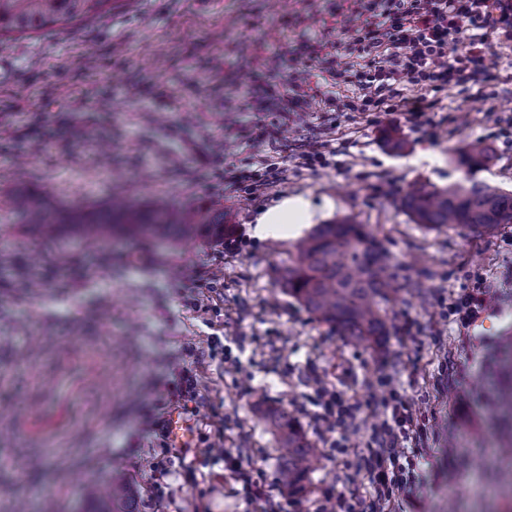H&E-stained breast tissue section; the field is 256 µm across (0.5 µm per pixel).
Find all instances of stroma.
<instances>
[{
  "instance_id": "1",
  "label": "stroma",
  "mask_w": 512,
  "mask_h": 512,
  "mask_svg": "<svg viewBox=\"0 0 512 512\" xmlns=\"http://www.w3.org/2000/svg\"><path fill=\"white\" fill-rule=\"evenodd\" d=\"M354 29L336 0H116L93 24L0 39L13 65L0 195L165 194L223 209L236 242L115 237L100 263L81 238L42 241L0 212V512L48 500L92 512L118 476L137 512H255L247 475L276 512H369L360 461L395 394L426 431L406 512H512V429L493 426L512 338H474L449 314L478 281L489 308H512V224L466 236L401 205L414 182L460 179L448 150L473 140L492 154L481 179L512 190V35L496 38L489 82L438 93L420 118L365 117L335 111V87L303 53ZM296 74L307 105L286 112ZM310 130L329 145L324 163L291 159L262 198L225 196L218 169L260 170ZM293 197L310 202L296 233L255 237L258 217ZM343 217L368 225L402 287L376 343L340 336L277 283L297 239ZM338 393L356 407L345 431L324 419ZM174 408L183 458L161 427ZM283 410L316 454L298 498L281 480Z\"/></svg>"
}]
</instances>
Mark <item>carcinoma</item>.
Listing matches in <instances>:
<instances>
[{"mask_svg": "<svg viewBox=\"0 0 512 512\" xmlns=\"http://www.w3.org/2000/svg\"><path fill=\"white\" fill-rule=\"evenodd\" d=\"M112 9V0H0V37L89 23ZM490 149L471 142L451 150L463 177L445 186L418 183L403 198V207L417 224L432 230L467 229L488 234L512 224V191L477 179L487 167ZM0 207L46 240L72 232L96 242L114 232L139 240H176L202 235L224 239V210H185L164 198L146 205L117 201L89 210L65 209L29 189H17ZM279 283L289 296L322 322L355 341L374 342L388 335L381 304L396 298L401 286L378 239L351 218L317 225L296 245L292 265L281 269ZM279 433L284 486L299 493L311 471L313 446L295 418L286 411L274 416ZM112 499L120 512H136L125 484L112 483Z\"/></svg>", "mask_w": 512, "mask_h": 512, "instance_id": "cac0c4a2", "label": "carcinoma"}]
</instances>
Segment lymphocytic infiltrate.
<instances>
[{
	"instance_id": "lymphocytic-infiltrate-1",
	"label": "lymphocytic infiltrate",
	"mask_w": 512,
	"mask_h": 512,
	"mask_svg": "<svg viewBox=\"0 0 512 512\" xmlns=\"http://www.w3.org/2000/svg\"><path fill=\"white\" fill-rule=\"evenodd\" d=\"M363 22L352 40L321 57L336 85L353 87L337 99L340 112L389 110L423 117L427 95L488 78L486 46L512 31V0H354ZM416 424L393 398L365 462L370 512H385L396 492L414 490Z\"/></svg>"
}]
</instances>
